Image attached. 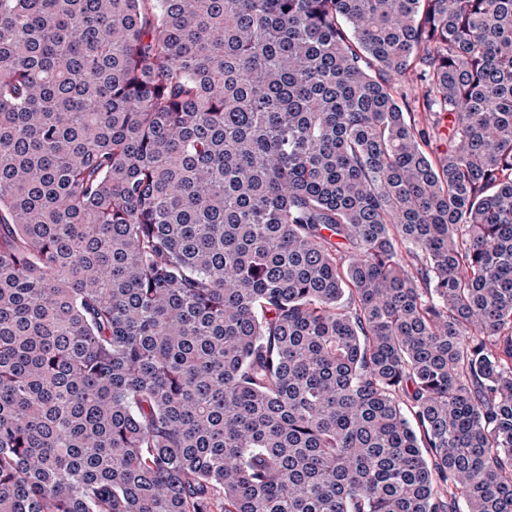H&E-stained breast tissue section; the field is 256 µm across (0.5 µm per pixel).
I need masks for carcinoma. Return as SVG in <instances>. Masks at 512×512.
Returning <instances> with one entry per match:
<instances>
[{"mask_svg": "<svg viewBox=\"0 0 512 512\" xmlns=\"http://www.w3.org/2000/svg\"><path fill=\"white\" fill-rule=\"evenodd\" d=\"M217 493L512 512V0H0V512Z\"/></svg>", "mask_w": 512, "mask_h": 512, "instance_id": "carcinoma-1", "label": "carcinoma"}]
</instances>
